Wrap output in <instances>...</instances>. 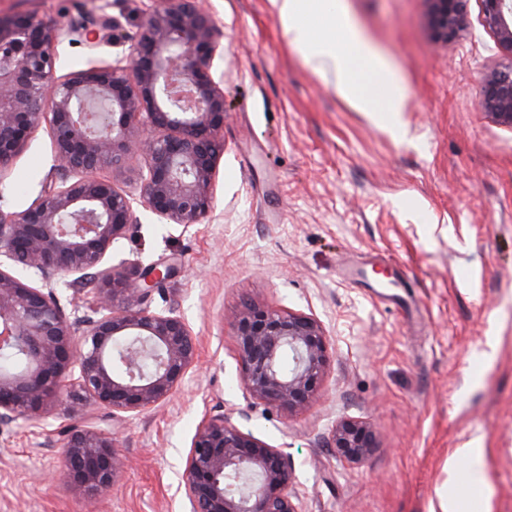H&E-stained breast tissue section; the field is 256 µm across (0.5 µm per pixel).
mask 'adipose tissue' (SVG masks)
Here are the masks:
<instances>
[{
	"label": "adipose tissue",
	"mask_w": 512,
	"mask_h": 512,
	"mask_svg": "<svg viewBox=\"0 0 512 512\" xmlns=\"http://www.w3.org/2000/svg\"><path fill=\"white\" fill-rule=\"evenodd\" d=\"M284 32L313 69L332 77L340 94L374 123L399 131L407 96L390 64L341 12L339 0H269ZM322 18L326 29L304 24Z\"/></svg>",
	"instance_id": "adipose-tissue-1"
}]
</instances>
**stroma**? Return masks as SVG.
<instances>
[{
	"label": "stroma",
	"instance_id": "obj_1",
	"mask_svg": "<svg viewBox=\"0 0 512 512\" xmlns=\"http://www.w3.org/2000/svg\"><path fill=\"white\" fill-rule=\"evenodd\" d=\"M150 0H0L63 30L107 15L122 39L95 50L60 37V73L110 65ZM407 92L403 133L372 122L316 75L289 43L269 0H199L224 44V154L212 215L189 230L136 209L112 263L163 262L154 291L197 338L199 359L169 401L113 424L88 405L52 406L39 424L0 421V512H189L182 473L201 418L282 449L304 512H440L464 480L457 448H484L493 512H512V128L479 106L502 60L470 0L468 30L435 41L426 0H341ZM60 163L37 129L0 184V210L26 209L58 185ZM69 318L93 281L53 282ZM313 315L329 344L318 395L291 414L252 398L240 379L231 315L244 301ZM112 426L123 469L105 498L61 470L68 422ZM344 418L370 423L377 446L340 459Z\"/></svg>",
	"mask_w": 512,
	"mask_h": 512
}]
</instances>
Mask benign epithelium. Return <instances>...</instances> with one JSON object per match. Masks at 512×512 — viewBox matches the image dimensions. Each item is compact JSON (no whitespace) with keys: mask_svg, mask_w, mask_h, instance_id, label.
I'll use <instances>...</instances> for the list:
<instances>
[{"mask_svg":"<svg viewBox=\"0 0 512 512\" xmlns=\"http://www.w3.org/2000/svg\"><path fill=\"white\" fill-rule=\"evenodd\" d=\"M431 32L446 43L469 26V0H427ZM484 26L507 61L486 73L481 108L512 127V0H481ZM110 17L67 29L94 49ZM59 33L32 14H0V172L47 125L61 184L23 211L0 212V347L24 354L19 371L0 370V420L34 421L53 402L70 413L87 403L134 419L169 400L198 356L195 336L173 308L153 310V291L176 267L149 264L130 278L106 265L140 206L188 230L214 209L218 160L224 153V88L212 71L224 53L213 15L196 0H174L144 12L132 53L105 67L57 74ZM138 154L145 171L131 195L99 176ZM92 276L93 317L74 323L54 292L26 274ZM83 326L75 334L76 324ZM241 380L251 397L290 413L309 406L328 366L325 330L313 316L246 302L232 318ZM150 354L154 364L141 367ZM122 357L124 369L114 360ZM337 454L360 460L376 447L371 425L344 419L333 434ZM67 479L104 496L121 471L113 433L88 423L65 431ZM288 456L243 432L231 414H206L182 474L190 512H302L291 491Z\"/></svg>","mask_w":512,"mask_h":512,"instance_id":"obj_1","label":"benign epithelium"}]
</instances>
